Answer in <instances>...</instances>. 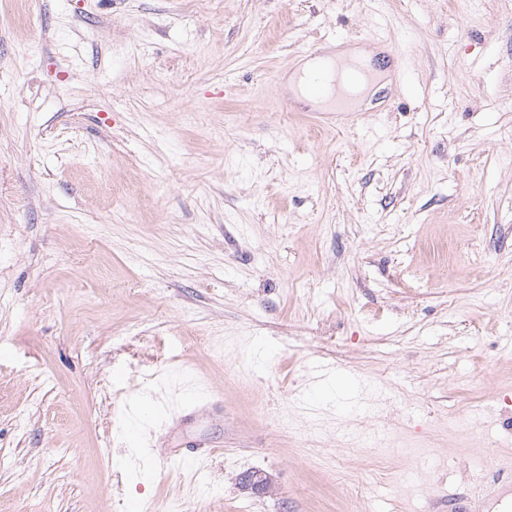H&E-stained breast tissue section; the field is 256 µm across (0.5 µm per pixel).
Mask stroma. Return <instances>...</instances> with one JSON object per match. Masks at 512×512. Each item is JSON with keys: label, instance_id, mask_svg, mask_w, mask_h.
Here are the masks:
<instances>
[{"label": "stroma", "instance_id": "1", "mask_svg": "<svg viewBox=\"0 0 512 512\" xmlns=\"http://www.w3.org/2000/svg\"><path fill=\"white\" fill-rule=\"evenodd\" d=\"M449 448L512 458V0H0V512H512ZM309 57L312 60L318 63L317 68L307 76V88L308 91L316 96L321 97L327 94V85L329 84L327 80V71L329 68L336 71V61L330 64L327 59H325L324 54L319 51V48H315L310 50ZM350 71H351L350 68H348L346 66L343 67V69L341 71L343 80L341 82L340 89L347 93L348 104L353 105V104L365 99L366 96L372 91L373 87L379 82L380 78L377 79L371 86L362 84L357 87H353L347 81V75L349 74ZM383 86H384V84L379 85L377 88H374L373 91L371 92V95H374ZM181 448H155L153 449L154 459L158 466L178 462L185 466L194 464L196 459L206 452H214L218 449L210 442L202 439H186L179 445ZM211 448V449H203Z\"/></svg>", "mask_w": 512, "mask_h": 512}]
</instances>
